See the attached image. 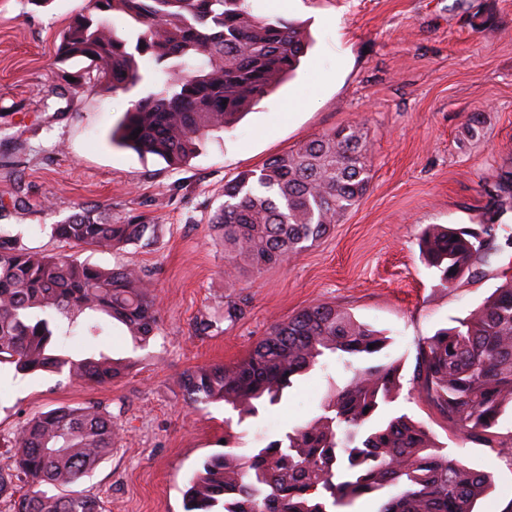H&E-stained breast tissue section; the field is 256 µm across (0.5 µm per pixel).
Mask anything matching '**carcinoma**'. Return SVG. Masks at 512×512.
<instances>
[{
  "label": "carcinoma",
  "mask_w": 512,
  "mask_h": 512,
  "mask_svg": "<svg viewBox=\"0 0 512 512\" xmlns=\"http://www.w3.org/2000/svg\"><path fill=\"white\" fill-rule=\"evenodd\" d=\"M115 16L127 21L121 32ZM307 47L301 26L257 16L247 0H88L62 32L58 55L89 61L86 75L114 92L141 85L146 64L159 71L162 85L132 103L112 144L181 165L202 139L274 92ZM367 152L356 123L226 184L212 220L224 234L225 278L281 264L327 235L367 191ZM52 231L97 250L155 238V225L138 216L114 224L85 211ZM421 248L450 285L462 266L478 275L492 265L501 245L492 225L431 224ZM113 320L137 342L156 333L159 308L141 271L42 255L0 232V364L110 383L129 362L74 355L66 345L74 336L97 339ZM386 346L371 325L314 304L274 325L244 359L185 373L187 405L223 402L244 420L260 404L280 403L292 379L328 353L347 365L365 362L304 424L244 454L227 448L205 459L188 481L184 512H330L368 495L383 499L380 512H475L492 492L490 476L449 458L424 425L390 412L401 360H376ZM412 388L463 440L500 442V421L512 414V276L458 325L418 342ZM115 438L112 415L95 404L33 417L17 434L11 466L0 469V496L15 512H104L97 497L72 486L112 452Z\"/></svg>",
  "instance_id": "obj_1"
}]
</instances>
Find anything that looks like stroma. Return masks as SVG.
I'll return each instance as SVG.
<instances>
[{
    "instance_id": "1",
    "label": "stroma",
    "mask_w": 512,
    "mask_h": 512,
    "mask_svg": "<svg viewBox=\"0 0 512 512\" xmlns=\"http://www.w3.org/2000/svg\"><path fill=\"white\" fill-rule=\"evenodd\" d=\"M255 14L301 24L311 46L294 75L196 157L171 165L112 145L113 127L139 90H73L84 63L59 61L60 35L87 0H0V230L32 251L72 254L149 275L161 326L146 346L109 324L96 349L130 361L112 383L0 366V467L33 416L95 403L117 439L79 484L105 512H184L183 492L225 433L240 450L278 438L319 411L353 376L337 356L296 378L282 401L239 421L223 403L189 408L180 379L242 359L272 325L328 303L389 338L379 361L412 373L416 344L480 307L512 275V0H248ZM368 141L370 182L333 231L283 264L224 276V239L211 218L224 185L271 157L349 124ZM22 197L23 208L13 205ZM84 209L116 224L141 215L151 245L111 251L71 246L54 224ZM494 223L503 245L483 277L440 281L420 252L430 224ZM237 316L226 319V304ZM212 319L209 332L197 330ZM394 410L424 422L450 457L491 473L481 512H512V444L462 443L419 395Z\"/></svg>"
}]
</instances>
